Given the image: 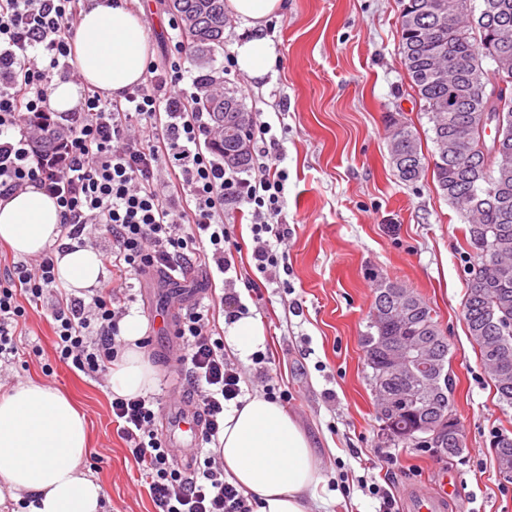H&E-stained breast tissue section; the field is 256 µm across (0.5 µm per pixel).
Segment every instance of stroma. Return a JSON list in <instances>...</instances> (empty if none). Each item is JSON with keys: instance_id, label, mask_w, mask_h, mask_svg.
<instances>
[{"instance_id": "35a3bbf8", "label": "stroma", "mask_w": 512, "mask_h": 512, "mask_svg": "<svg viewBox=\"0 0 512 512\" xmlns=\"http://www.w3.org/2000/svg\"><path fill=\"white\" fill-rule=\"evenodd\" d=\"M400 0H288L268 19L277 63L254 79L235 63L236 43L248 37L230 18L212 75L236 90L245 108L270 123L288 174L279 223L289 228L286 285L256 271L250 220L228 205L224 222L240 250L226 280L248 316L259 319L270 360L267 378L252 361L229 355L245 395L266 384L287 389V411L307 432L321 481L312 512H377L372 486L403 502L432 493L450 478L455 491L444 512H512V483L500 477L490 433L512 430V410L497 402L492 383L467 335L462 302L468 277L463 223L436 189L432 175L400 181L389 166L390 119L411 124L432 150L423 103L409 86L399 51ZM153 60L171 47L168 0H140ZM387 278L422 296L436 311L451 345L453 409L466 435L464 453L436 458L425 448L389 442L369 386L361 338L367 331L377 280ZM212 277L195 269L185 282L134 280L140 316L177 309L180 295L208 304ZM47 311L30 313L16 343L21 364L0 366V384L37 380L61 389L85 414L86 469L104 488V512H156L148 486L112 421L108 380H95L56 363ZM146 354L158 371L162 405L180 345L169 332L152 334ZM392 457L380 465L379 457Z\"/></svg>"}]
</instances>
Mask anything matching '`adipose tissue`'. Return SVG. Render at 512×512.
<instances>
[{"label":"adipose tissue","mask_w":512,"mask_h":512,"mask_svg":"<svg viewBox=\"0 0 512 512\" xmlns=\"http://www.w3.org/2000/svg\"><path fill=\"white\" fill-rule=\"evenodd\" d=\"M285 6V0H226L252 30L235 47L238 67L251 77H264L276 62L264 26ZM150 56L140 16L112 0H89L68 58L82 81H55L45 107L61 116L80 111L88 86L118 95L142 81ZM62 222L55 198L37 185L0 197V241L22 257L52 250L58 281L82 296L98 285L101 260L91 247L62 237ZM144 332L139 314L120 323L126 348L110 371L115 395L145 396L156 387L157 369L138 346ZM216 452L230 480L254 497L256 512H310V492L321 481L318 463L308 436L278 403L254 395L228 404ZM87 453L85 417L61 390L23 381L0 392V505L102 512L105 492L83 468Z\"/></svg>","instance_id":"adipose-tissue-1"}]
</instances>
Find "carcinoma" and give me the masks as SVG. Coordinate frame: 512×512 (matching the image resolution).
<instances>
[{
  "instance_id": "obj_1",
  "label": "carcinoma",
  "mask_w": 512,
  "mask_h": 512,
  "mask_svg": "<svg viewBox=\"0 0 512 512\" xmlns=\"http://www.w3.org/2000/svg\"><path fill=\"white\" fill-rule=\"evenodd\" d=\"M429 0H402L399 17L400 53L411 89L423 101L434 150L422 151L412 126L393 122L389 161L396 176L413 183L432 170L444 197L456 208L469 260L483 264L482 280L468 278L463 318L480 362L492 381L499 403L512 408V96L492 99L484 83L499 76L512 90V37L496 38L505 28L512 34V0H445V14H432ZM192 49L194 64L209 67L212 55L224 49V0H170ZM204 92L197 109L211 122L224 117V109H244L237 92L221 88L211 75L201 79ZM502 119L500 141H490L487 152L468 157L465 137L478 128ZM28 122L39 134L32 143L46 155L65 142L64 127L43 115ZM224 156V163L247 169L252 162L250 131L209 143ZM386 336H413L429 345L434 357L448 358V338L434 310L416 292L402 284L383 280L377 284L367 333L362 336L369 382L384 427L397 445H417L414 432L426 413L407 398V392L430 393L432 417L445 418L453 411V381L431 372L412 381L387 376L390 358L383 349ZM494 451L512 452V432H491ZM447 458L463 454L466 437L450 423L443 432Z\"/></svg>"
}]
</instances>
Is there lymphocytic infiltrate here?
Returning a JSON list of instances; mask_svg holds the SVG:
<instances>
[{"instance_id":"1","label":"lymphocytic infiltrate","mask_w":512,"mask_h":512,"mask_svg":"<svg viewBox=\"0 0 512 512\" xmlns=\"http://www.w3.org/2000/svg\"><path fill=\"white\" fill-rule=\"evenodd\" d=\"M80 12L81 0H0V196L31 183L45 189L62 209L64 236L104 239L100 257L116 276L86 300L58 288L50 253L33 266L15 262L0 278V361L17 355L15 333L28 310L45 306L58 361L98 379L125 348L119 323L135 297L122 278L159 272L183 281L197 267L221 274L234 268L238 244L224 224L229 202L252 216L257 271L279 279L288 227L268 218L281 211L288 175L274 145L248 178L205 149L211 121L197 110L196 92L183 88L177 59L150 62L140 84L112 99L85 89L61 153L37 157L23 119L44 112L54 75L73 76L66 60ZM240 310L236 296L225 293L216 303L182 309L176 322L183 345L176 362L203 416L205 443L217 442L225 405L242 394L219 324L223 312ZM111 410L157 512H253L217 456H205L190 473L173 466L155 429L158 398L116 396Z\"/></svg>"}]
</instances>
